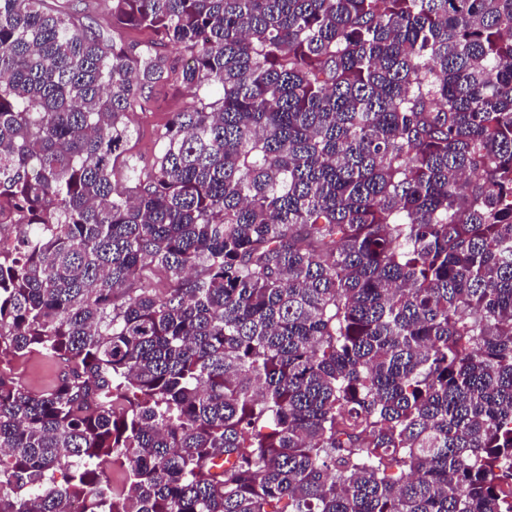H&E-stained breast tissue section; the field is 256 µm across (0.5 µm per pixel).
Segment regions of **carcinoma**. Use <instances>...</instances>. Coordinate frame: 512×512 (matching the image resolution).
<instances>
[{"label":"carcinoma","instance_id":"cac0c4a2","mask_svg":"<svg viewBox=\"0 0 512 512\" xmlns=\"http://www.w3.org/2000/svg\"><path fill=\"white\" fill-rule=\"evenodd\" d=\"M45 2L0 0V512H512V0ZM52 8L61 9L73 14L80 21L95 31L112 40H123L132 43H143L153 38L144 30L112 29V0H51ZM192 102L190 93L179 85H166L155 91L142 107L136 106L129 114L134 135L126 146V154L137 157L147 166L157 144V136L164 129L170 112H177ZM21 381L28 387L38 388L51 383L59 369L56 364L41 359H32L15 366Z\"/></svg>","mask_w":512,"mask_h":512}]
</instances>
